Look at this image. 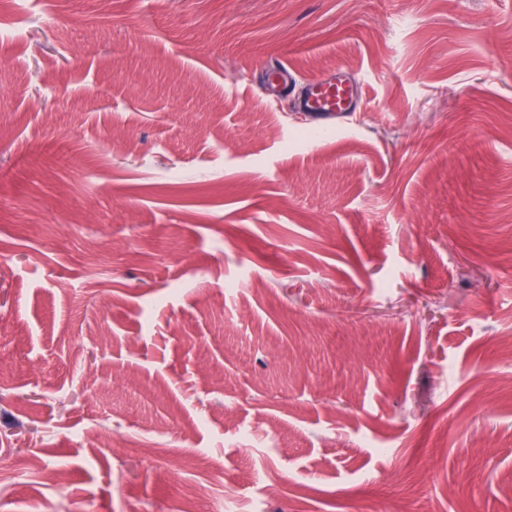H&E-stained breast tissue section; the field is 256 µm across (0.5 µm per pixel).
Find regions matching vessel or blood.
I'll use <instances>...</instances> for the list:
<instances>
[{"mask_svg":"<svg viewBox=\"0 0 512 512\" xmlns=\"http://www.w3.org/2000/svg\"><path fill=\"white\" fill-rule=\"evenodd\" d=\"M294 73L285 64L269 67L263 79L268 94L289 102L292 109L314 116L324 127L334 122L357 104L360 84L350 76L336 73L307 79L300 97H293Z\"/></svg>","mask_w":512,"mask_h":512,"instance_id":"vessel-or-blood-1","label":"vessel or blood"}]
</instances>
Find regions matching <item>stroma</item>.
I'll list each match as a JSON object with an SVG mask.
<instances>
[{
  "instance_id": "35a3bbf8",
  "label": "stroma",
  "mask_w": 512,
  "mask_h": 512,
  "mask_svg": "<svg viewBox=\"0 0 512 512\" xmlns=\"http://www.w3.org/2000/svg\"><path fill=\"white\" fill-rule=\"evenodd\" d=\"M369 505L512 512V0H0V512ZM295 81V74L283 63L269 67L263 79L269 95L289 101L295 112L314 116L322 127H334V122L351 112L359 98V82L342 73L309 78L305 80L302 95L292 98L291 88Z\"/></svg>"
}]
</instances>
